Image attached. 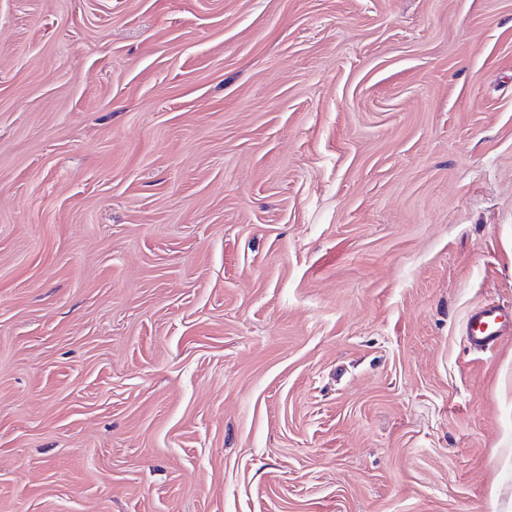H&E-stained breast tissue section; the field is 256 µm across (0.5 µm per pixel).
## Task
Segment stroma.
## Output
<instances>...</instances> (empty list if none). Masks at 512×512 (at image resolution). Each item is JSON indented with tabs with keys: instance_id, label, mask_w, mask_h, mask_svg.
I'll return each instance as SVG.
<instances>
[{
	"instance_id": "stroma-1",
	"label": "stroma",
	"mask_w": 512,
	"mask_h": 512,
	"mask_svg": "<svg viewBox=\"0 0 512 512\" xmlns=\"http://www.w3.org/2000/svg\"><path fill=\"white\" fill-rule=\"evenodd\" d=\"M512 0H0V512H512ZM510 329L512 331V308L506 310L495 303H487L471 312L465 336L470 349L492 353Z\"/></svg>"
}]
</instances>
